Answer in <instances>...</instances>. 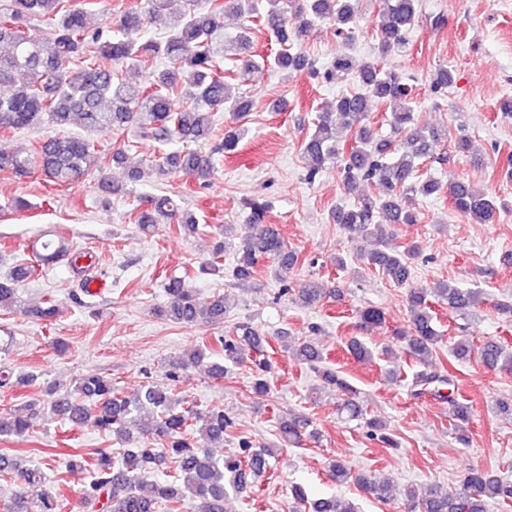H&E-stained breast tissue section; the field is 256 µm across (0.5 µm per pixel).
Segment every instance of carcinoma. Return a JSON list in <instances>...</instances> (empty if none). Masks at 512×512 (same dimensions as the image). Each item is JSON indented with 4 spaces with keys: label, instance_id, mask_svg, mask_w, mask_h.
Wrapping results in <instances>:
<instances>
[{
    "label": "carcinoma",
    "instance_id": "cac0c4a2",
    "mask_svg": "<svg viewBox=\"0 0 512 512\" xmlns=\"http://www.w3.org/2000/svg\"><path fill=\"white\" fill-rule=\"evenodd\" d=\"M185 2L186 8L174 14L170 11L171 0H144L142 8L127 11L112 23L98 16L93 0L78 7L66 5V0H10L9 8L0 13V85L10 88L9 93L0 95V130L48 125L61 134L46 138L34 157L17 151L0 152V170L25 177L37 167L59 185L72 184L95 171L98 190L108 199L123 188L112 183L107 169L112 162H124L126 138L134 132L168 145L151 163L158 175L181 174L205 185L214 166L201 145L208 142L214 130L216 113H232L231 124L224 127V140L216 147L230 154L246 133L240 120L252 108L248 96L231 94L217 59L237 56L250 48L253 28L243 25L234 39L224 40V13L257 15L279 45L273 56L242 60L243 76L265 67L289 79L303 74L314 76L317 69L304 46L314 32L315 22L332 23L337 35L346 40L353 39L360 29L358 0H208L205 9L198 0ZM380 3L377 57L359 61L350 55H338L332 67L320 73L329 83L351 75L359 88L336 96L331 105L318 112L312 133L302 143V154L306 160L305 179L310 183L327 163L339 164L344 190L354 201L332 210L333 223L358 236L376 239L379 247L363 256L365 267L381 272L396 286H405L412 278L414 259L421 248L414 244L402 252L385 250L386 229L418 223L417 196H445L456 212L478 224L498 223L508 206L496 204L487 189L463 179L443 183L420 174L421 165L433 157L445 132L419 126L413 87L401 74L380 64L381 59L408 44L418 22L419 0ZM32 17L50 21V31L41 37L29 35L22 21ZM146 21L164 29V36H146ZM159 60L165 62L162 70L154 68ZM124 65L149 69L146 82L123 80L115 67ZM452 83V72L441 68L431 81V93L441 95ZM177 90L190 105L174 108L172 96ZM373 101L389 110L387 122L400 139L379 138L373 132L368 122ZM73 126L112 135L111 156L98 152L84 137L63 134ZM343 129L354 131L356 145L349 149L340 136ZM365 183L378 186L379 195L361 193ZM246 205L250 224L235 252L233 280H254L260 264L271 260L284 273L279 295L290 294L293 301L310 307L328 296L340 295V289L327 288L317 279H309L297 289L288 285L286 273L297 263L298 254L288 249L276 225L266 223L268 202L252 199ZM379 215L386 223H376ZM161 217L179 225L188 235L196 233V217L168 195L145 198L135 224L147 235ZM36 257L43 264L63 260L76 263V256L59 234L43 240ZM27 274L28 269L20 267L10 277L0 279V310L16 306L17 283ZM163 287L167 301L155 310L158 316L185 325L224 322V297L202 306L185 278L174 275L165 278ZM431 298L454 313L467 315L480 301L481 291L448 281L435 288L409 290L408 325L394 331L393 338L421 366L411 382L416 396L432 391L438 395V386L455 385L452 370L433 361L444 334L434 322ZM357 319L362 327L374 329L386 324V313L374 306L361 307ZM218 342L224 360H212L206 350L194 347L172 359L167 378L174 380L189 367L203 364L211 378L222 379L227 365L244 363L251 352L260 355L269 344L247 322L233 326ZM452 353L457 359L474 354L487 367L512 372V351L494 339L478 346L460 339L453 344ZM291 359L317 370L321 389L344 396L339 411L351 419L363 415L357 389L340 372L319 366L323 354L314 342L299 343L291 351ZM268 369L267 362H258L251 383V391L258 397L267 393ZM47 394L50 408L72 426L90 423L121 443L130 441L132 429L146 439L140 448H120L116 452L111 448L95 449L94 473L82 496L90 512H162L189 498L195 502V512H224L228 490L243 493L273 469L275 446L258 445L245 436L238 438V454L216 458L211 448L224 442V435L235 427L234 419L220 408L199 412L186 407L178 411L169 388L157 382L145 384L134 396H125L110 379L87 375L71 390L62 393L50 388ZM443 399L450 417L460 422L456 426L459 441L468 443V407L456 401L452 390ZM31 416L30 404L1 415L0 437L25 434L31 427ZM300 427V420L279 416L280 442L288 445L301 441ZM367 428L378 442L391 448L398 446L384 421L371 418ZM167 457L178 463L177 481H157L149 491H140L139 478ZM12 472L21 478L26 490L12 498L6 512H58L57 494L43 488L44 473L20 468L7 449H0V473ZM356 481L379 501L386 502L393 496L392 484L385 477L364 475ZM494 499L511 500L512 482L477 468L469 469L453 494L433 486L419 496L412 491L406 493L409 512H486L488 501ZM309 508L310 512H356L354 504L332 497L313 500Z\"/></svg>",
    "mask_w": 512,
    "mask_h": 512
}]
</instances>
